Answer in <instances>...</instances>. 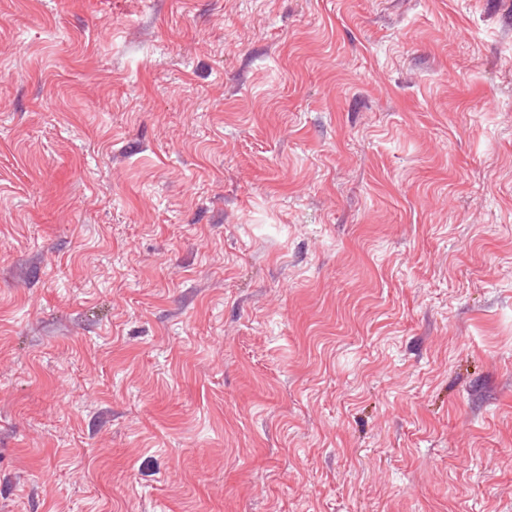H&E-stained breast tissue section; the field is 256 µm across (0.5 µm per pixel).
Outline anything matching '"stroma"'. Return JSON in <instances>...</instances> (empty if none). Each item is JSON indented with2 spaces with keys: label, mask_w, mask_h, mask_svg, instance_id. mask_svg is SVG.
I'll return each mask as SVG.
<instances>
[{
  "label": "stroma",
  "mask_w": 512,
  "mask_h": 512,
  "mask_svg": "<svg viewBox=\"0 0 512 512\" xmlns=\"http://www.w3.org/2000/svg\"><path fill=\"white\" fill-rule=\"evenodd\" d=\"M0 512H512V0H0Z\"/></svg>",
  "instance_id": "obj_1"
}]
</instances>
